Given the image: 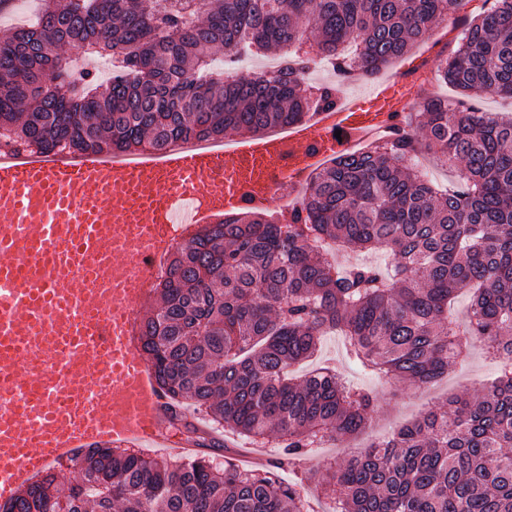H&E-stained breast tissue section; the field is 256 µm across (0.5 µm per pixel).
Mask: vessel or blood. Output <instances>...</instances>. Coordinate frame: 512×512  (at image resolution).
Segmentation results:
<instances>
[{
	"label": "vessel or blood",
	"mask_w": 512,
	"mask_h": 512,
	"mask_svg": "<svg viewBox=\"0 0 512 512\" xmlns=\"http://www.w3.org/2000/svg\"><path fill=\"white\" fill-rule=\"evenodd\" d=\"M400 87L337 104L288 137L251 136L121 160L106 154L0 155V502L82 447L169 446L152 367L133 345L134 305L170 224H210L271 198L310 169L312 146L391 128Z\"/></svg>",
	"instance_id": "vessel-or-blood-1"
}]
</instances>
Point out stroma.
Segmentation results:
<instances>
[{"label": "stroma", "instance_id": "obj_1", "mask_svg": "<svg viewBox=\"0 0 512 512\" xmlns=\"http://www.w3.org/2000/svg\"><path fill=\"white\" fill-rule=\"evenodd\" d=\"M462 39L461 28L444 22L434 25L424 40L391 62L386 68L372 76L355 75L340 77L334 67L320 63L310 68L306 75L308 84L335 87L340 99L362 98L390 77L403 76L419 69L421 63H428L429 69L419 84L412 86L411 92L417 101L431 97L456 100V89L436 76L437 67L449 58L458 48ZM336 368L342 377L351 384L373 391L378 400L371 414L369 426L362 434L363 443H370L377 437L392 431L418 418L427 410L439 406L444 399L454 393H466L472 396L483 394L495 377V364L486 359L482 352H474L465 367H455L448 374L425 387H418L388 377H379L360 370L353 365L338 336L323 338L316 363L305 362L295 366V375H303L312 370L314 364ZM348 455L347 449L327 448L325 453L307 459L298 469L282 468L278 471L280 479L301 480L304 487L318 504H325L326 492L322 485L323 476L330 464L342 462Z\"/></svg>", "mask_w": 512, "mask_h": 512}]
</instances>
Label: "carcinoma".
I'll list each match as a JSON object with an SVG mask.
<instances>
[{
  "label": "carcinoma",
  "instance_id": "1",
  "mask_svg": "<svg viewBox=\"0 0 512 512\" xmlns=\"http://www.w3.org/2000/svg\"><path fill=\"white\" fill-rule=\"evenodd\" d=\"M462 0H47L38 23L0 38V138L16 150L163 151L176 141L264 135L329 110L335 89L311 87L316 54L341 75L375 74L422 41ZM81 42L115 62L109 83L58 53ZM283 52L271 73L224 78L220 62ZM220 56L205 59L201 51ZM455 102L422 103L420 133L396 128L363 152L315 172L282 226L242 209L204 224L170 255L162 305L138 328L145 359L178 411L208 416L213 433L266 445L294 465L370 422L377 396L327 368L299 380L338 331L375 374L426 385L473 341L499 359L477 401L463 394L359 449L326 473L335 512H512V119L479 111L485 93L512 97V0L464 24L437 68ZM460 166L442 191L412 172L419 140ZM382 265L344 267L329 249L372 251ZM472 291L467 325L448 305ZM78 479L32 482L0 512H309L295 483L269 469L170 462L108 446L72 458Z\"/></svg>",
  "mask_w": 512,
  "mask_h": 512
}]
</instances>
